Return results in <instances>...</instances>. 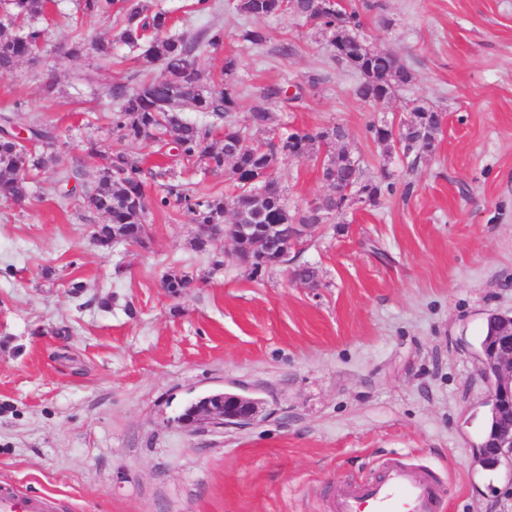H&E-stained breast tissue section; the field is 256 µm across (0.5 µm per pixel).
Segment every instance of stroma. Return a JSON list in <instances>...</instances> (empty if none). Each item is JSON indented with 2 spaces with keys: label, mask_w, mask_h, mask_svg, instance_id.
<instances>
[{
  "label": "stroma",
  "mask_w": 512,
  "mask_h": 512,
  "mask_svg": "<svg viewBox=\"0 0 512 512\" xmlns=\"http://www.w3.org/2000/svg\"><path fill=\"white\" fill-rule=\"evenodd\" d=\"M211 2L205 15L195 0L148 5L172 16L174 36L223 25V45L197 61L217 80L236 58L232 120L245 125L263 88L321 73L271 127L343 126L367 175L392 173L393 190L322 225L288 264L255 271L232 242L198 250L177 208H150L146 246L102 250L92 232L106 216L84 212L54 169L32 173L28 201L0 200V486L52 497L53 512H326L344 477L397 454L437 472L450 512H512V469L473 458L489 410L474 352L488 315L512 311V0H344L368 45L413 74L377 104L355 97L358 74L313 25ZM41 24L38 62L0 72V113L22 103L24 119L53 129L47 152L91 186L115 146L110 87L164 72L117 42L116 17L86 15L79 0H54ZM248 28L267 43L242 42ZM416 103L444 125L435 152L414 160L369 128L412 124ZM86 139L98 157L78 148ZM278 172L290 209L330 192L314 160L285 156ZM303 265L316 285L295 277ZM173 271L193 288L166 292ZM224 389L262 400L253 424L178 423Z\"/></svg>",
  "instance_id": "obj_1"
}]
</instances>
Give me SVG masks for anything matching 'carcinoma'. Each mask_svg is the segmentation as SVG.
Listing matches in <instances>:
<instances>
[{"instance_id": "1", "label": "carcinoma", "mask_w": 512, "mask_h": 512, "mask_svg": "<svg viewBox=\"0 0 512 512\" xmlns=\"http://www.w3.org/2000/svg\"><path fill=\"white\" fill-rule=\"evenodd\" d=\"M10 3L13 16L19 20L20 32L7 38L0 37V72L12 70L21 60L33 61L44 43V30L37 25L49 0H3ZM116 0H82V9L89 15H110ZM124 26L119 41L132 46L143 44L145 64L162 67L161 79L143 80L138 89L130 92L126 85L115 83L112 98L120 103L112 113V130L116 147L107 157L98 182L83 190V207L90 212L109 217L96 232L97 242L103 249H112V241L119 237L139 241L147 234V202L144 186L147 181L159 183V206L176 205L192 216L196 224H222L227 208L222 194L196 196L185 187L173 168L146 169L138 157L124 148L127 142H140L169 147L168 154L183 166H201L210 171H224L233 187L231 211L260 216V224H322L324 218L353 205L352 197L362 194L375 205L379 198L392 190V175L382 172L379 179L365 175L361 160L348 145L338 149L336 125L322 130L288 128L280 133L285 140L303 151L305 156L323 155L321 176L329 185L350 188V192L334 198L327 195L315 208L291 212L288 209L286 189L277 176L279 156L273 152H260L268 139L272 108L288 110L302 101L304 88L316 89L323 77L312 74L302 84L288 87L276 85L266 88L250 109L243 127L228 120V114L237 105V65L228 60L224 65V83L212 88L198 66L196 52L200 45L218 47L224 43V29L209 25L197 37L165 35L169 17L163 12H151L144 0H122ZM313 0H232L230 9L240 15L266 18L292 15L308 19ZM317 26L329 35L334 49L333 58L361 76L354 87L355 95L363 101L386 98L402 90L412 81L409 69L392 53L374 50L370 54L344 55V49L359 40L362 22L356 10L344 12L338 19L336 12H327L316 20ZM200 112L224 121V137L251 145L240 148L225 167L224 148L209 142L212 124H199L184 117V109ZM23 111L17 103L13 111L0 113V198L21 203L30 198L28 175L60 165L53 153L24 149L12 137L17 124L16 113Z\"/></svg>"}]
</instances>
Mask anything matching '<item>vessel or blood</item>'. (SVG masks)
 Segmentation results:
<instances>
[{
  "label": "vessel or blood",
  "mask_w": 512,
  "mask_h": 512,
  "mask_svg": "<svg viewBox=\"0 0 512 512\" xmlns=\"http://www.w3.org/2000/svg\"><path fill=\"white\" fill-rule=\"evenodd\" d=\"M48 500L30 499L17 489H0V512H47ZM435 472L398 456L383 458L375 470L343 481L329 496L327 512H441Z\"/></svg>",
  "instance_id": "vessel-or-blood-1"
}]
</instances>
